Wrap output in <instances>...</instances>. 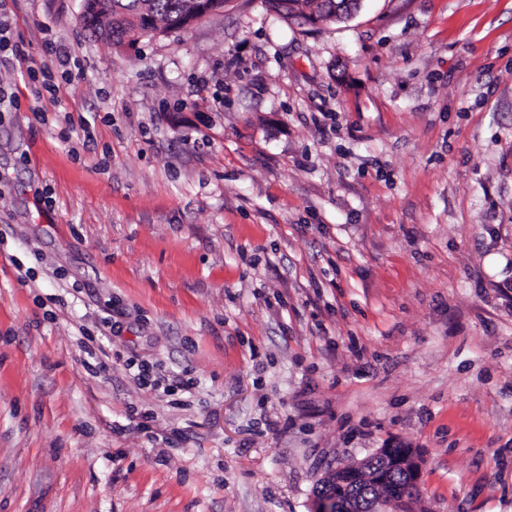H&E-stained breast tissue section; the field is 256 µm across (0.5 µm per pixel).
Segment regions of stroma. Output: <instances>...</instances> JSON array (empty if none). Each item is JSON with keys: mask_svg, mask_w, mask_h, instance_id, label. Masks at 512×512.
<instances>
[{"mask_svg": "<svg viewBox=\"0 0 512 512\" xmlns=\"http://www.w3.org/2000/svg\"><path fill=\"white\" fill-rule=\"evenodd\" d=\"M82 12L0 0V512H315L382 447L512 512V0ZM192 3L193 0H109L106 5L112 19L101 25L96 24V15L90 22L86 17V27L97 38L120 47L126 38L134 41L149 18L172 30L171 23L186 17L192 10ZM270 8L288 22L301 27L299 18L306 19L309 16H317L323 20L336 13V22L344 21L356 12L343 13L336 9L349 12L357 10V1L354 0H267Z\"/></svg>", "mask_w": 512, "mask_h": 512, "instance_id": "35a3bbf8", "label": "stroma"}]
</instances>
